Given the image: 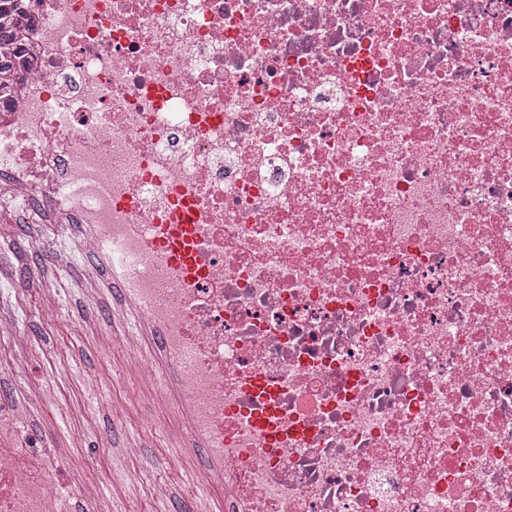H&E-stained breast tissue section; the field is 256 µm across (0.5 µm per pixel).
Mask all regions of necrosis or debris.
<instances>
[{
    "label": "necrosis or debris",
    "mask_w": 512,
    "mask_h": 512,
    "mask_svg": "<svg viewBox=\"0 0 512 512\" xmlns=\"http://www.w3.org/2000/svg\"><path fill=\"white\" fill-rule=\"evenodd\" d=\"M0 208L86 260L198 225L155 331L209 348L238 512H512V0H21ZM30 339L0 318V373ZM0 395V512H97ZM260 417L272 427L257 426Z\"/></svg>",
    "instance_id": "4bbe7bcc"
}]
</instances>
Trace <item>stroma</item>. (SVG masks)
<instances>
[{
    "mask_svg": "<svg viewBox=\"0 0 512 512\" xmlns=\"http://www.w3.org/2000/svg\"><path fill=\"white\" fill-rule=\"evenodd\" d=\"M13 219L14 256L0 274L24 287L10 315L23 321L37 358L23 375L1 377L0 388L30 395L35 413L29 430L62 448L69 466H94L101 480L93 490L112 512H220L224 490L206 484V460L173 418L159 369L130 379L128 357L105 352L95 336L68 335L64 322L47 325L37 318L41 298L25 284L36 277L54 280L56 273L39 226L28 223L22 212ZM92 376L99 382L94 389L86 385ZM116 399L128 404L118 417L107 411ZM131 440L141 448L135 460L121 453ZM161 479L171 485L164 500L152 493Z\"/></svg>",
    "mask_w": 512,
    "mask_h": 512,
    "instance_id": "1",
    "label": "stroma"
}]
</instances>
